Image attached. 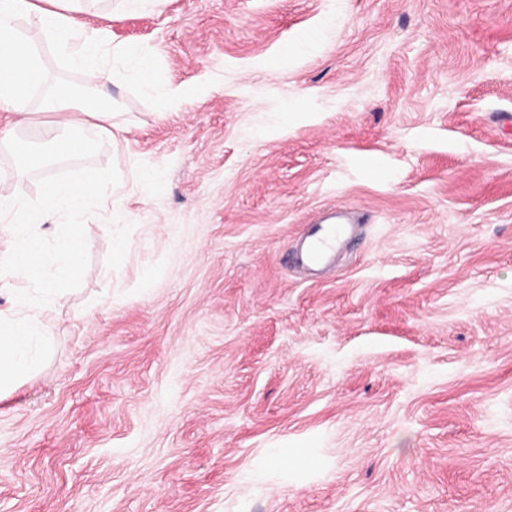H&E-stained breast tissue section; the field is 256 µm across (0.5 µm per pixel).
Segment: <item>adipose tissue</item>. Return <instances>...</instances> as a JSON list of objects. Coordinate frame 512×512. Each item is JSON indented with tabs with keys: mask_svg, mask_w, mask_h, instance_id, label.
Here are the masks:
<instances>
[{
	"mask_svg": "<svg viewBox=\"0 0 512 512\" xmlns=\"http://www.w3.org/2000/svg\"><path fill=\"white\" fill-rule=\"evenodd\" d=\"M83 0H0V112L16 114L12 125L0 128V147L15 158V177L45 169V157L30 150L23 132L35 126L40 139L52 144L57 154L73 157L86 152L89 142L83 133L104 134L124 131L113 112L105 88L111 81L108 58H132L142 84H150L155 51L149 47L111 45L103 28L88 27L81 19ZM35 15L37 25L21 30L18 21ZM48 42L83 77L88 90L81 96L50 83L37 46ZM45 90L41 105H34L35 90ZM114 190L103 185L90 170L65 181L45 179L37 205L27 204L18 194L0 195V222L12 235L10 246L0 252V283L20 282L12 305L0 310V394L10 392L37 367V348L50 330L36 308L29 286L45 282V260L40 238L32 226L50 222L63 211H79L93 197H113Z\"/></svg>",
	"mask_w": 512,
	"mask_h": 512,
	"instance_id": "ef3b65f1",
	"label": "adipose tissue"
}]
</instances>
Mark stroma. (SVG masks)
Segmentation results:
<instances>
[{
  "instance_id": "stroma-1",
  "label": "stroma",
  "mask_w": 512,
  "mask_h": 512,
  "mask_svg": "<svg viewBox=\"0 0 512 512\" xmlns=\"http://www.w3.org/2000/svg\"><path fill=\"white\" fill-rule=\"evenodd\" d=\"M84 18L152 84L115 61L125 141L49 166L124 184L37 228L60 299L0 397V512H512V0ZM333 210L356 239L313 282L285 258ZM87 233V225L70 224L67 231L59 242V248L68 257V263L64 270L68 278H76L81 269V261L78 252V244Z\"/></svg>"
}]
</instances>
